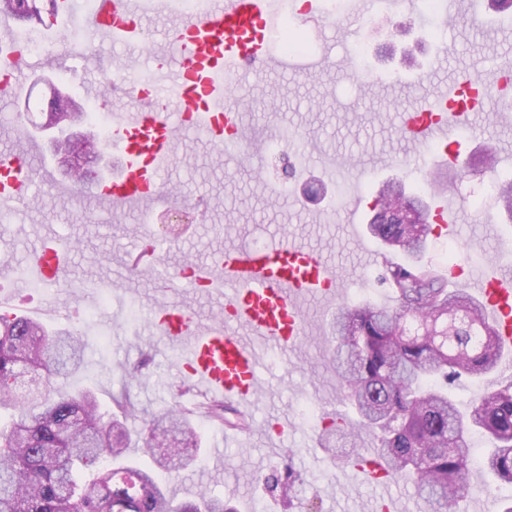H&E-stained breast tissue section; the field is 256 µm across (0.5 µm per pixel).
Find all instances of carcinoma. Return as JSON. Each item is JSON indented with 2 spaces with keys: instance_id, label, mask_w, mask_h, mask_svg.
<instances>
[{
  "instance_id": "1",
  "label": "carcinoma",
  "mask_w": 512,
  "mask_h": 512,
  "mask_svg": "<svg viewBox=\"0 0 512 512\" xmlns=\"http://www.w3.org/2000/svg\"><path fill=\"white\" fill-rule=\"evenodd\" d=\"M56 0H3L0 13L20 25H45ZM76 105L55 115L71 125L87 120ZM501 210L512 215V180L496 187ZM374 210L405 201L417 224H370L383 244L409 258L387 268L382 280L393 304L337 308L333 324L335 369L360 421L352 427L377 435L376 455L411 484L424 512H454L468 490L473 448L470 436L488 442L481 469L496 482L512 485V382L475 394L462 410L448 385H475L498 371L505 358L481 302L469 292L448 288V280L421 263L431 234L422 200L390 181L376 192ZM81 336L49 331L27 315L0 313V409L12 410L0 426V512H236L224 499L201 493L175 503L156 471L123 463L131 447L149 451L173 430L196 441L193 421L224 418V403L212 398L187 407L180 403L150 416L147 432H131L134 408L126 394L112 397L102 411L90 391L58 392L53 380L80 366ZM43 371L44 389L17 393L20 370ZM96 466L90 480L80 471Z\"/></svg>"
}]
</instances>
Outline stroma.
<instances>
[{"mask_svg": "<svg viewBox=\"0 0 512 512\" xmlns=\"http://www.w3.org/2000/svg\"><path fill=\"white\" fill-rule=\"evenodd\" d=\"M423 0H399L369 19L351 15L306 21L294 27L306 38L308 55L286 57L270 48L269 63L257 67L241 90L244 160L227 158L198 130L181 131L162 187L196 218L179 236H157V262L132 265L145 226L158 224L160 205L119 207L111 223L78 184L51 186L40 161L31 165L34 193L0 236V308L39 317L48 327L72 329L85 343L84 360L57 378L59 392L93 389L102 409L126 392L136 412L129 428L142 429L150 415L176 402L199 397L198 389L179 393L185 378L177 358L154 327L163 305L176 303L201 323L222 319L224 302L199 288L186 287L188 263L216 264L225 250L270 246L292 235L322 254L336 277L335 300L303 302L304 334L292 350L264 358L266 385L245 418L243 438L225 445L226 425L200 419L197 460L192 467L165 472L177 498L200 491L232 501L237 512H378L386 497L406 512H420L413 487L395 480L382 486L364 480L345 461L350 450L375 447L374 436L356 442L324 443L316 425L300 414L302 406L320 416L345 410V388L332 362L327 339L339 305L388 304L393 300L380 277L387 265L403 262L368 231L370 202L383 181L402 180L410 190L432 193L425 154L443 145L418 149L401 132L399 116L421 103H434L440 88L461 76L494 77L512 70V25L486 30L481 15L486 0H464L461 9L428 16ZM85 66L125 74L139 72L136 54L92 36ZM365 47L363 71L353 68L355 50ZM491 90L485 110L465 131L472 151L465 178L449 174L454 233L430 235L424 265L447 273L448 246L460 255V268L480 271L512 257V222L502 220L495 201L472 204L495 178L512 179V112L502 109ZM494 170H486L487 154ZM47 231L78 244L59 283L34 291L31 267L40 236ZM110 286L112 295L94 318H86L90 285ZM140 366L133 381L121 369ZM288 434L276 440L274 425ZM293 471L302 482L292 495L266 483L267 475Z\"/></svg>", "mask_w": 512, "mask_h": 512, "instance_id": "stroma-1", "label": "stroma"}]
</instances>
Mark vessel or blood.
Returning <instances> with one entry per match:
<instances>
[{
  "mask_svg": "<svg viewBox=\"0 0 512 512\" xmlns=\"http://www.w3.org/2000/svg\"><path fill=\"white\" fill-rule=\"evenodd\" d=\"M281 8V0H208L203 10L157 36L158 50L143 57L146 79L134 88L139 106L110 115L111 138L124 151L125 168L94 179L95 199L116 205L157 200L180 127L201 130L225 153H236L241 108L232 104L229 91L246 82L248 64L267 62ZM175 10L174 0H94L85 26L133 49L143 44L148 15ZM58 30L70 36L73 59H83L88 43L70 26L65 0H58L47 27L51 34ZM45 68L44 60L8 52L0 58V95L17 94L26 76ZM458 93L457 85L449 84L437 105L402 115L411 143L446 140L470 125L471 110L450 107ZM31 156L28 150L0 155V213L15 212L31 195ZM69 252L68 243L47 234L33 276L57 283ZM188 282L206 284L223 298L225 321L204 326L194 313L172 306L158 309L156 325L169 345L184 346L181 366L203 392L243 411L253 405L262 382L260 348H293L302 333L301 303L313 296L328 298L335 288L331 267L291 236L272 247L227 251L215 265L192 266ZM474 285L501 344L512 347V273L490 269Z\"/></svg>",
  "mask_w": 512,
  "mask_h": 512,
  "instance_id": "1",
  "label": "vessel or blood"
}]
</instances>
